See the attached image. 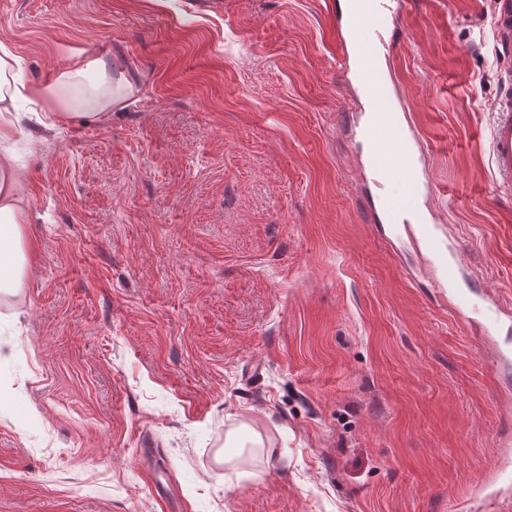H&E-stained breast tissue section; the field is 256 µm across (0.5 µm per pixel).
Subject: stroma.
I'll list each match as a JSON object with an SVG mask.
<instances>
[{"instance_id":"obj_1","label":"stroma","mask_w":512,"mask_h":512,"mask_svg":"<svg viewBox=\"0 0 512 512\" xmlns=\"http://www.w3.org/2000/svg\"><path fill=\"white\" fill-rule=\"evenodd\" d=\"M333 0H0L25 81L120 67L24 128L36 257L0 296V512H512V56L494 0H407L383 64L471 306L372 220ZM505 312L486 336L483 295ZM99 68L101 69L99 81L89 96L81 101V104L96 112H53L48 109L44 112L45 120L42 122L45 126H55L59 116L64 113H83L93 115L98 119H106L112 114V110L121 107L122 104L118 105L120 100L113 95L112 78L107 73L106 64L102 62ZM502 90L493 111L496 119L491 134V161L501 184L512 187V71L501 76Z\"/></svg>"}]
</instances>
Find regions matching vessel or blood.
Returning <instances> with one entry per match:
<instances>
[{
    "mask_svg": "<svg viewBox=\"0 0 512 512\" xmlns=\"http://www.w3.org/2000/svg\"><path fill=\"white\" fill-rule=\"evenodd\" d=\"M401 9V0H350L345 19L337 23L336 32L340 50L344 57L353 60L362 96L370 105L360 127L369 167L378 179L399 183L407 195L414 198L430 190L424 176L422 142L389 103V78L379 64V50L385 41L374 26L378 16L396 14ZM496 31L502 49H511L512 0H498ZM501 85V93L494 104L496 119L491 134V161L501 184L511 188L512 71L502 75ZM373 219L378 223L387 220L414 227L431 262L439 266L448 283L457 282L461 266L428 210L385 203L374 210Z\"/></svg>",
    "mask_w": 512,
    "mask_h": 512,
    "instance_id": "b4317fda",
    "label": "vessel or blood"
}]
</instances>
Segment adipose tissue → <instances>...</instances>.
<instances>
[{
    "label": "adipose tissue",
    "mask_w": 512,
    "mask_h": 512,
    "mask_svg": "<svg viewBox=\"0 0 512 512\" xmlns=\"http://www.w3.org/2000/svg\"><path fill=\"white\" fill-rule=\"evenodd\" d=\"M24 86L17 56L0 42V292L8 294L20 291L34 253L27 233L29 203L22 190L16 141L26 118L17 105Z\"/></svg>",
    "instance_id": "1"
}]
</instances>
